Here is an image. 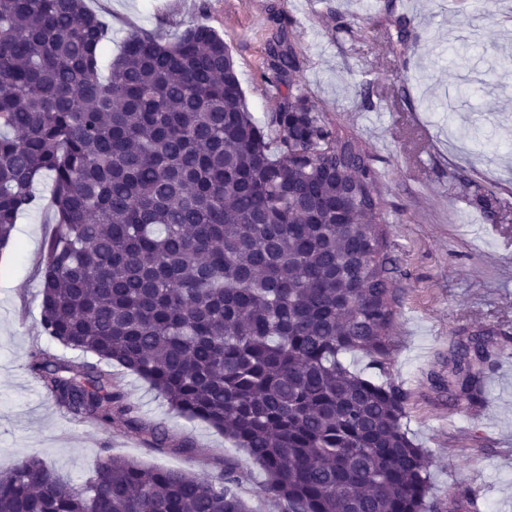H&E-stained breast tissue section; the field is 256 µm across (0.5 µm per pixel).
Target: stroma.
<instances>
[{
  "instance_id": "obj_1",
  "label": "stroma",
  "mask_w": 512,
  "mask_h": 512,
  "mask_svg": "<svg viewBox=\"0 0 512 512\" xmlns=\"http://www.w3.org/2000/svg\"><path fill=\"white\" fill-rule=\"evenodd\" d=\"M110 23L107 58L146 31L166 41L204 24L223 36L247 106L257 120L273 108L263 75L275 26L270 8L292 20L301 77L315 108L358 136L378 173L386 206L396 347L388 375L408 392L407 427L432 461L431 497L472 496L475 512H512V0H87ZM405 14L412 45L393 56L377 16ZM351 26L338 31L337 23ZM473 88L452 113L435 102ZM41 177V204L17 220L0 250V469L37 454L83 480L105 455L221 477L241 475L250 512H281L260 494L263 470L207 424L172 412L141 378L120 373L142 419L173 439L191 438L192 456L150 448L122 428L70 420L28 370L32 352L57 350L40 327L36 267L53 232ZM499 345L481 400L449 408L431 384L448 371V347L468 332Z\"/></svg>"
}]
</instances>
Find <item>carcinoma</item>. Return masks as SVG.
Masks as SVG:
<instances>
[{"instance_id": "carcinoma-1", "label": "carcinoma", "mask_w": 512, "mask_h": 512, "mask_svg": "<svg viewBox=\"0 0 512 512\" xmlns=\"http://www.w3.org/2000/svg\"><path fill=\"white\" fill-rule=\"evenodd\" d=\"M270 19L263 127L208 26L130 34L104 79L108 29L85 0H0V249L50 176L40 325L80 353L36 351L29 368L72 420L192 455L140 419L110 367L136 374L244 449L283 512H437L407 392L386 378L377 172L311 104L293 29ZM408 27L389 22L392 45ZM491 347L482 333L450 346L449 404L478 402ZM358 353L379 377L351 368ZM239 482L231 463L212 480L108 455L76 484L30 455L0 473V512H249Z\"/></svg>"}]
</instances>
